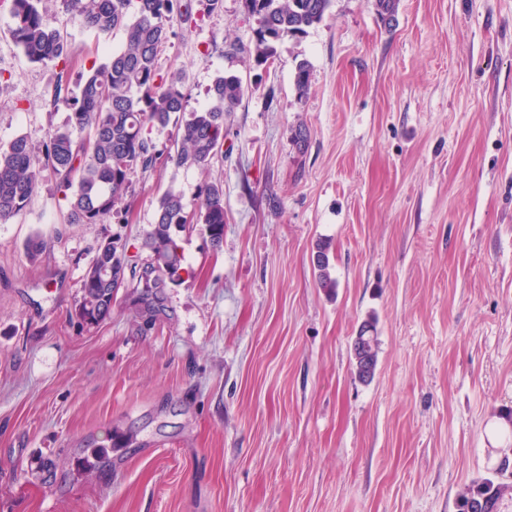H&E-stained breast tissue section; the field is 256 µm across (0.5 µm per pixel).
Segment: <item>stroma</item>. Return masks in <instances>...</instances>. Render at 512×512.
Wrapping results in <instances>:
<instances>
[{"label":"stroma","instance_id":"obj_1","mask_svg":"<svg viewBox=\"0 0 512 512\" xmlns=\"http://www.w3.org/2000/svg\"><path fill=\"white\" fill-rule=\"evenodd\" d=\"M10 24L0 0V145L38 149L68 111L47 106L56 70ZM51 25L74 80L123 41L59 4ZM255 26L224 0L162 59L186 67L191 112L216 76L242 79L223 164L135 175L104 224L68 223L46 173L0 223V512H456L512 448L489 437L512 416V0H399L389 23L376 0H332L263 71L232 51ZM209 176L224 181L221 246L180 233L182 284L123 285L104 321L80 324L101 244L145 263L159 194L194 202ZM367 322L363 382L351 344ZM362 328H365V329H363L365 331H371V340L367 344L366 348L362 349L360 351L353 348V346H352L353 360H354L353 366H354V371H355V375L357 376V378L363 382H368L373 378V376L375 374V369H376V364H377L378 342H377V336H375L376 330L372 323H366L362 326ZM365 350H367L366 356H369L370 361H371V366H369V368L367 370H366L367 364L365 362V357L362 354V353H365Z\"/></svg>","mask_w":512,"mask_h":512}]
</instances>
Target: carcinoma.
<instances>
[{"mask_svg": "<svg viewBox=\"0 0 512 512\" xmlns=\"http://www.w3.org/2000/svg\"><path fill=\"white\" fill-rule=\"evenodd\" d=\"M209 13L220 12L223 0H62L84 27L100 35L124 32L120 49L82 75L77 92L69 93L70 47L47 20L44 0H9L13 43L31 63L58 68L50 103L69 110L68 125L48 133L42 150L32 148L28 136L18 135L0 145V223L25 211L44 172L52 174L69 198L70 224H103L130 192L131 177L146 173L164 161L175 167L206 170L224 160V121L246 92L235 75H220L210 88V102L189 113L174 135L160 142L152 129L167 128L188 102L184 70H162L160 60L176 28L193 20L194 3ZM332 0H246L255 18L253 41L244 49L250 65L266 68L277 55V46L289 37L306 33L320 23ZM310 65L297 62L294 85L306 93ZM197 225L212 246L224 238V183L203 182L195 202L170 188L157 200L154 223L148 233V277L134 287L163 288L184 269V255L176 233ZM128 260L112 241L100 246L80 285L75 317L83 324L102 322L112 311V270L126 269ZM318 284L325 291L336 288L329 257L317 256ZM377 336L366 352L353 350L355 375L370 381L377 364ZM512 462L505 459L492 475L464 484L456 495L458 512H504L512 500V484L502 481Z\"/></svg>", "mask_w": 512, "mask_h": 512, "instance_id": "carcinoma-1", "label": "carcinoma"}]
</instances>
